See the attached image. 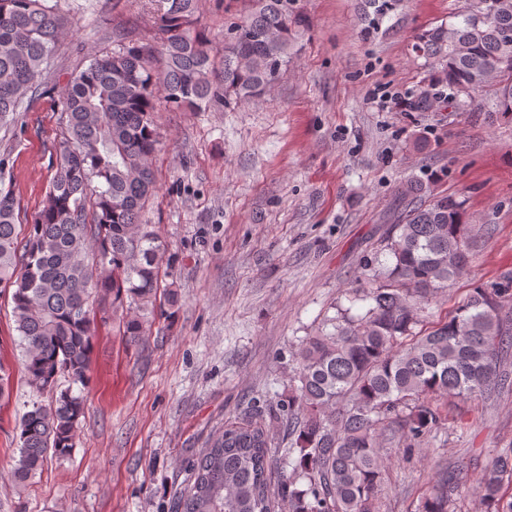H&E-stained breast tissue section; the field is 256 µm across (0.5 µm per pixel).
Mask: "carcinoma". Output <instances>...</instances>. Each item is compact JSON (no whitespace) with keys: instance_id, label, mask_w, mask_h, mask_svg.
I'll use <instances>...</instances> for the list:
<instances>
[{"instance_id":"1","label":"carcinoma","mask_w":512,"mask_h":512,"mask_svg":"<svg viewBox=\"0 0 512 512\" xmlns=\"http://www.w3.org/2000/svg\"><path fill=\"white\" fill-rule=\"evenodd\" d=\"M154 45L92 58L62 93L65 140L42 209L18 247L11 190L0 185V283L13 287V313L27 378L37 394L17 425L14 482L42 473L47 457L70 455L85 412L83 390L98 324L118 322L133 343L146 335L162 288L165 243L142 212L156 186L158 94L175 110L201 112L257 101L294 52L300 19L288 0H249L227 27L224 48L198 25L199 0H162ZM65 17L47 0H0V123L11 124L50 76ZM415 50L455 98L492 94L490 111L512 121V0H466L455 21L425 30ZM422 185L398 189L401 212L375 270L312 336L299 340L297 367L280 424L278 457L262 422L229 423L192 464L193 483L172 512H377L387 455L383 443L416 445L444 425L435 399L512 392V275L473 289L451 313L417 329L433 295L470 261L462 202L424 205ZM68 379L58 389L59 378ZM288 473L271 484L272 471ZM472 482L486 512H512V447L496 450L480 475L457 461L422 512H448Z\"/></svg>"}]
</instances>
